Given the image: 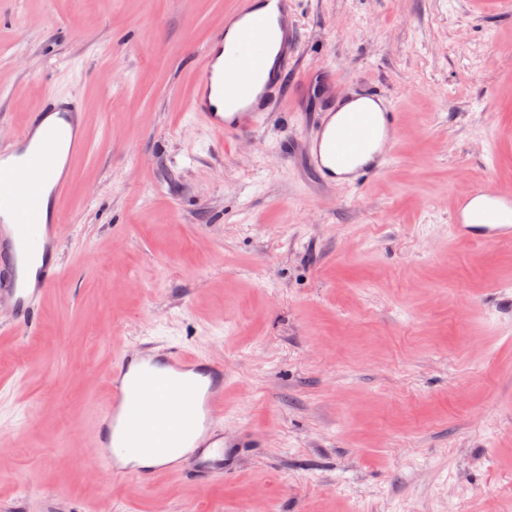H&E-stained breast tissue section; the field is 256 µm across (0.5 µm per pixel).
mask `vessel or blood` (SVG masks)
I'll return each mask as SVG.
<instances>
[{
	"instance_id": "1",
	"label": "vessel or blood",
	"mask_w": 512,
	"mask_h": 512,
	"mask_svg": "<svg viewBox=\"0 0 512 512\" xmlns=\"http://www.w3.org/2000/svg\"><path fill=\"white\" fill-rule=\"evenodd\" d=\"M292 0H237L225 27L207 42L189 99L192 112L216 135L231 140L257 126L275 104L293 45L288 41ZM235 32H228V25ZM374 112L325 113L308 139L311 166L328 181L357 187L381 173L400 126L395 105L377 93L356 90ZM77 103L43 99L31 122L0 154V304L11 310L14 329L32 335L38 307L60 276L64 237L58 205L68 175L87 150ZM453 230L466 240L512 242V224H469L456 212ZM111 390L99 420V445L109 449L118 476H137L131 448L185 447L199 484L235 470V446L212 428L224 414V367L181 347L162 353H118L106 375Z\"/></svg>"
}]
</instances>
